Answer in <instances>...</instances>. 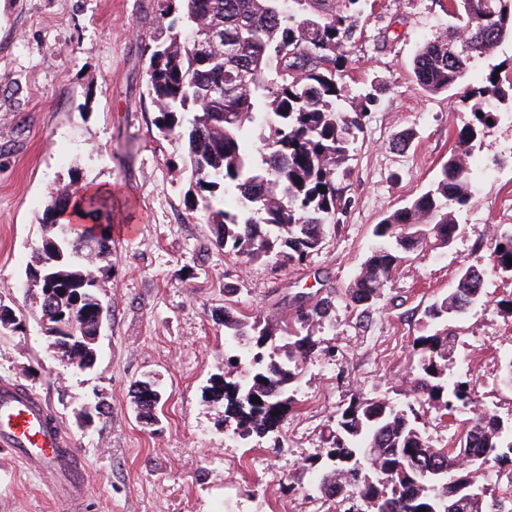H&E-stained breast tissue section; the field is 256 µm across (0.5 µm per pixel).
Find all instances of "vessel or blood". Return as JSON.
I'll return each instance as SVG.
<instances>
[{
    "label": "vessel or blood",
    "instance_id": "obj_1",
    "mask_svg": "<svg viewBox=\"0 0 512 512\" xmlns=\"http://www.w3.org/2000/svg\"><path fill=\"white\" fill-rule=\"evenodd\" d=\"M0 446L33 470H50L73 479L69 502L78 505L83 483L77 449L68 447L45 402L13 383L0 384Z\"/></svg>",
    "mask_w": 512,
    "mask_h": 512
}]
</instances>
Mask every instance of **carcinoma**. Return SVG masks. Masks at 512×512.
Returning <instances> with one entry per match:
<instances>
[{
  "mask_svg": "<svg viewBox=\"0 0 512 512\" xmlns=\"http://www.w3.org/2000/svg\"><path fill=\"white\" fill-rule=\"evenodd\" d=\"M365 2L157 0L156 29L147 44L153 125L184 142L192 175L187 201L202 202L224 251L249 260L302 262L320 250L326 226L339 221L346 201L336 176L344 171L367 117L363 103L350 112L344 108L349 96L340 83V49L355 39ZM451 21L447 36L474 31L482 39L469 53L455 56L439 37L426 39L413 57L412 74L430 95L464 90L469 115L457 129L458 152L442 164L427 190L374 225L376 245L347 289L351 305L362 314L409 253L445 248L456 236V212L468 204L481 178L467 163L469 148L501 114L491 101L512 111V79L494 67L483 86L463 88L487 48L512 42V0H457ZM203 25L224 35L223 50H194ZM75 198L86 216L111 221L98 193L61 192L45 209L38 247L59 255L56 287L80 296L78 312L91 333L104 305L87 263L111 250L110 225L87 227L102 245L85 250L82 258L72 256L59 227ZM491 259L512 277V230L495 233ZM26 279L50 323L69 314V299L48 292L32 262ZM482 283L481 272L467 268L455 288L428 307V332L413 341L412 391L431 410L451 414L473 400L471 379L448 376L455 343L448 321L483 297ZM334 310L326 296L289 317L224 311V373L212 376L206 391L212 401L224 402V424L233 433L248 439L275 432L292 408L304 364L319 351L313 328ZM162 399L151 379L136 384L139 418L152 420ZM417 420L413 409L390 402H351L336 416L321 492L328 498L356 496L367 512H488L482 466L512 459V432L503 431L502 422L485 411L455 447L437 448Z\"/></svg>",
  "mask_w": 512,
  "mask_h": 512,
  "instance_id": "obj_1",
  "label": "carcinoma"
}]
</instances>
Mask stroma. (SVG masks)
Segmentation results:
<instances>
[{"label":"stroma","instance_id":"obj_1","mask_svg":"<svg viewBox=\"0 0 512 512\" xmlns=\"http://www.w3.org/2000/svg\"><path fill=\"white\" fill-rule=\"evenodd\" d=\"M448 0H375L344 50V86L373 95L337 185L347 200L321 249L303 263L246 260L218 246L212 225L189 209L184 148L153 124L148 35L156 0H0V303L20 326L0 333V381L40 395L83 459L84 512H359L316 488L336 414L353 399L406 406L412 343L424 311L463 270L483 275L484 296L451 323L448 371L475 384L472 411L512 425V278L493 267L492 227L512 228V115L471 151L489 169L459 214L446 248L410 255L370 314L346 290L370 251L372 228L423 191L456 145L461 99L424 93L411 60L448 25ZM407 146H398V138ZM112 195V249L96 275L105 312L95 364L55 361L28 293L26 267L44 209L62 189ZM329 296L336 310L318 331L296 406L276 436L244 441L223 424L205 388L224 369V309L276 316ZM155 376L158 421L141 423L134 390ZM109 412L84 426L86 406ZM56 478L0 447V512H68Z\"/></svg>","mask_w":512,"mask_h":512}]
</instances>
